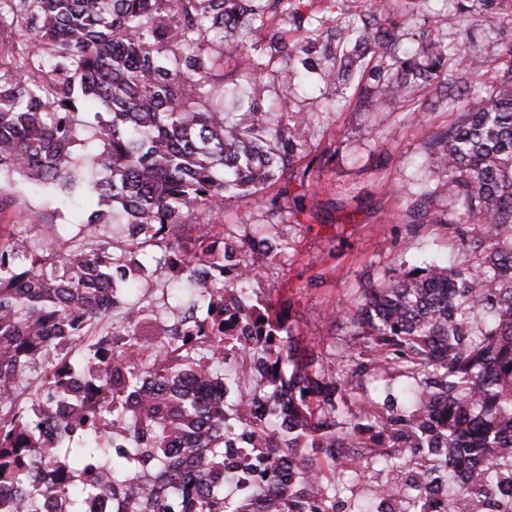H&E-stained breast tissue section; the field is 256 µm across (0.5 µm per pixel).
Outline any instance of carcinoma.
Wrapping results in <instances>:
<instances>
[{"label":"carcinoma","instance_id":"cac0c4a2","mask_svg":"<svg viewBox=\"0 0 512 512\" xmlns=\"http://www.w3.org/2000/svg\"><path fill=\"white\" fill-rule=\"evenodd\" d=\"M386 9L343 0L348 23L324 30L316 57L281 26L288 0H0V179L79 215L74 240L23 257L0 224V512L512 501V46L490 60L429 26L411 47ZM226 46L251 79L232 112L216 95ZM292 57L282 85L325 67L395 111L465 85L456 119L424 130L432 178L406 213L455 249L403 261L341 306L338 362L301 348L250 288L288 240L211 223L244 199L275 223L288 184L311 186L314 161L299 162L313 115L272 128L261 109L263 74ZM149 250L191 291L172 320L137 297L157 273ZM371 471L391 478L361 498Z\"/></svg>","mask_w":512,"mask_h":512}]
</instances>
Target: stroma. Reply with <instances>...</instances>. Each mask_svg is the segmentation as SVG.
Masks as SVG:
<instances>
[{
	"instance_id": "35a3bbf8",
	"label": "stroma",
	"mask_w": 512,
	"mask_h": 512,
	"mask_svg": "<svg viewBox=\"0 0 512 512\" xmlns=\"http://www.w3.org/2000/svg\"><path fill=\"white\" fill-rule=\"evenodd\" d=\"M463 9L485 17L471 33L478 52L494 57L512 46V0H397L389 22L414 35L430 19L453 40ZM262 81L261 106L271 124L283 122L290 112L314 113L316 152L323 162L312 174V190L291 186L292 194H304V209L284 212L276 226L290 249L252 287L265 296L285 289L293 299L291 321L302 346L318 351L348 330L334 319V307L356 297L402 257L426 247V233H410L404 213L413 190L430 177L429 152L406 112L379 104L369 112L357 110L330 79L321 76L288 88L270 74ZM0 194L14 201L0 213V224L20 225L19 244L28 251H40L46 222H54L64 241L79 231L69 215H54L26 181H2ZM219 221L225 234L234 235L262 230L267 217L263 207L246 200L227 207Z\"/></svg>"
}]
</instances>
